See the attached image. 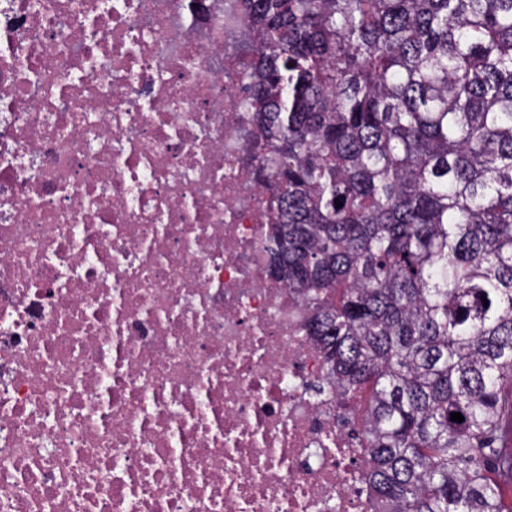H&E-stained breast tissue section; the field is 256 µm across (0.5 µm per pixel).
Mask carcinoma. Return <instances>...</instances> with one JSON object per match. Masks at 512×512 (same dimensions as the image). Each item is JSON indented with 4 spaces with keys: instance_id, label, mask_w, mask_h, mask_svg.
<instances>
[{
    "instance_id": "obj_1",
    "label": "carcinoma",
    "mask_w": 512,
    "mask_h": 512,
    "mask_svg": "<svg viewBox=\"0 0 512 512\" xmlns=\"http://www.w3.org/2000/svg\"><path fill=\"white\" fill-rule=\"evenodd\" d=\"M242 4L264 271L365 483L381 512H512V0Z\"/></svg>"
}]
</instances>
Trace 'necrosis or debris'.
<instances>
[{
    "label": "necrosis or debris",
    "instance_id": "necrosis-or-debris-1",
    "mask_svg": "<svg viewBox=\"0 0 512 512\" xmlns=\"http://www.w3.org/2000/svg\"><path fill=\"white\" fill-rule=\"evenodd\" d=\"M241 0H0V512H374L263 271Z\"/></svg>",
    "mask_w": 512,
    "mask_h": 512
}]
</instances>
